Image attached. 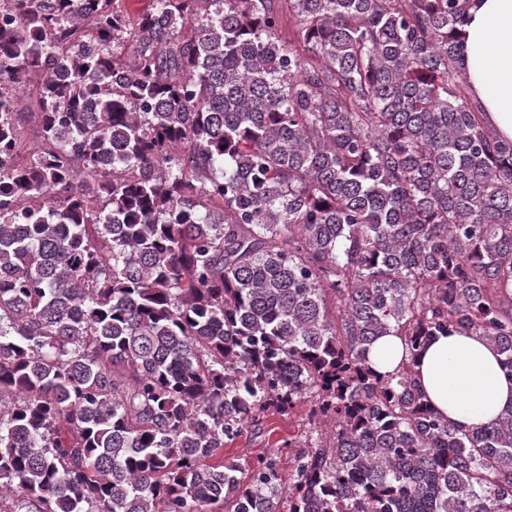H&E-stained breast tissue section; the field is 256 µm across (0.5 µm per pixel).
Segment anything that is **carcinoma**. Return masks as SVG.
Returning <instances> with one entry per match:
<instances>
[{"label": "carcinoma", "mask_w": 512, "mask_h": 512, "mask_svg": "<svg viewBox=\"0 0 512 512\" xmlns=\"http://www.w3.org/2000/svg\"><path fill=\"white\" fill-rule=\"evenodd\" d=\"M0 0V512H512V408L468 430L406 362L512 377V140L470 0ZM45 147L22 157L29 76ZM307 403L284 487L224 442ZM369 363L377 372L389 374L411 358L404 341L393 334L380 337L370 348Z\"/></svg>", "instance_id": "1"}]
</instances>
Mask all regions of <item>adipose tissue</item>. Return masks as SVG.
Returning a JSON list of instances; mask_svg holds the SVG:
<instances>
[{
    "label": "adipose tissue",
    "instance_id": "obj_1",
    "mask_svg": "<svg viewBox=\"0 0 512 512\" xmlns=\"http://www.w3.org/2000/svg\"><path fill=\"white\" fill-rule=\"evenodd\" d=\"M460 66L489 124L512 140V0H471ZM408 361L431 407L462 428L492 423L512 406V378L482 338L440 335L414 358L390 334L369 351L370 365L382 374Z\"/></svg>",
    "mask_w": 512,
    "mask_h": 512
}]
</instances>
